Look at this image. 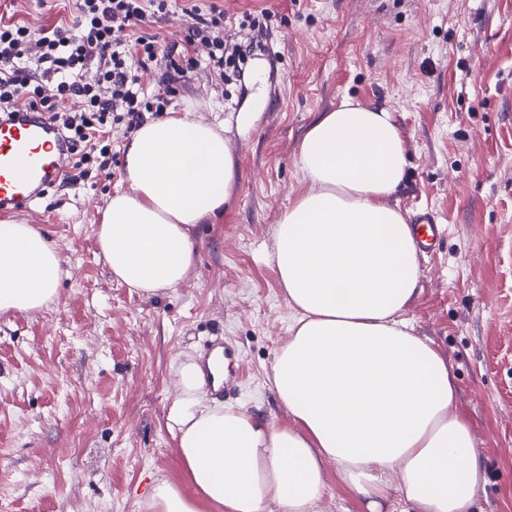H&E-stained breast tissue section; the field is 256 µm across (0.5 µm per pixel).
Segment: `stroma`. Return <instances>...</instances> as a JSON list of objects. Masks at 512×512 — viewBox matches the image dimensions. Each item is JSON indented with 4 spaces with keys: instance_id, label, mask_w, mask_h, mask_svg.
Returning <instances> with one entry per match:
<instances>
[{
    "instance_id": "obj_1",
    "label": "stroma",
    "mask_w": 512,
    "mask_h": 512,
    "mask_svg": "<svg viewBox=\"0 0 512 512\" xmlns=\"http://www.w3.org/2000/svg\"><path fill=\"white\" fill-rule=\"evenodd\" d=\"M268 9L241 82L201 72L172 100L221 124L237 165L223 214L196 225L197 261L152 296L113 280L93 232L129 143L88 180L46 189L24 223L61 256L56 301L0 315V512H148L154 477L188 481L165 407L175 361L231 342L227 406L288 421L267 376L295 313L274 228L302 187L298 145L344 95L391 108L409 167L394 201L441 225L405 317L444 353L488 464L478 512H512V0H222ZM78 0H0L32 33Z\"/></svg>"
}]
</instances>
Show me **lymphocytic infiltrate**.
I'll list each match as a JSON object with an SVG mask.
<instances>
[{"label":"lymphocytic infiltrate","mask_w":512,"mask_h":512,"mask_svg":"<svg viewBox=\"0 0 512 512\" xmlns=\"http://www.w3.org/2000/svg\"><path fill=\"white\" fill-rule=\"evenodd\" d=\"M168 10L169 0H79L73 24L38 35L0 23V113L16 112L22 103L43 113L58 126L80 177H87L91 166L111 160V130L134 132L147 115L167 111L171 94L199 66L232 80L248 59L251 32L271 18L265 9L243 12L229 37L215 0H189L182 42L166 44L159 34L142 32ZM159 64L161 87L146 92L141 73Z\"/></svg>","instance_id":"lymphocytic-infiltrate-1"}]
</instances>
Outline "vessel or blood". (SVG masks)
<instances>
[{"label":"vessel or blood","mask_w":512,"mask_h":512,"mask_svg":"<svg viewBox=\"0 0 512 512\" xmlns=\"http://www.w3.org/2000/svg\"><path fill=\"white\" fill-rule=\"evenodd\" d=\"M67 161L55 126L44 117L21 111L0 120V211L30 210L43 187L63 177ZM414 232L419 250L430 252L438 236L435 215L420 214Z\"/></svg>","instance_id":"b4317fda"}]
</instances>
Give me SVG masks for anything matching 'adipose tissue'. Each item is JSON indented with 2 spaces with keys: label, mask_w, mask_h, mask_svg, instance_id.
I'll use <instances>...</instances> for the list:
<instances>
[{
  "label": "adipose tissue",
  "mask_w": 512,
  "mask_h": 512,
  "mask_svg": "<svg viewBox=\"0 0 512 512\" xmlns=\"http://www.w3.org/2000/svg\"><path fill=\"white\" fill-rule=\"evenodd\" d=\"M304 186L275 227L279 284L297 314L271 365L288 424L208 405L204 373L178 363L166 426L189 489L156 479L150 512H324L326 466L365 512H476L485 461L448 358L405 317L421 277L413 229L392 199L408 157L388 108L343 97L305 132ZM236 164L222 126L191 111L145 122L125 187L95 227L120 283L151 296L196 260L192 229L228 201ZM63 275L35 225L0 222V314L52 303Z\"/></svg>",
  "instance_id": "obj_1"
}]
</instances>
